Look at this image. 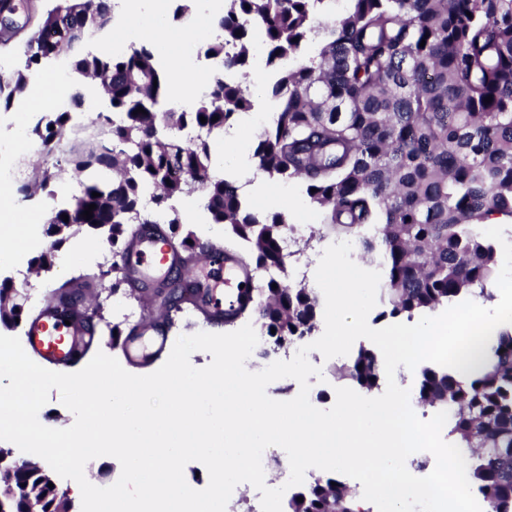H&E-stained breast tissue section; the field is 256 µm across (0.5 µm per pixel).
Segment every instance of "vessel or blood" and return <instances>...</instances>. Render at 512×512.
Instances as JSON below:
<instances>
[{
    "mask_svg": "<svg viewBox=\"0 0 512 512\" xmlns=\"http://www.w3.org/2000/svg\"><path fill=\"white\" fill-rule=\"evenodd\" d=\"M199 260L224 269L235 282L236 289L220 298L213 289L196 282L186 289L185 302L209 322H223L232 316L240 303L251 300L253 273L242 268L230 254L204 252ZM120 263L125 278L145 288L164 280L178 261L162 228L156 224H144L138 227ZM85 320L86 315L78 306L53 296L47 298L36 318L26 327L28 352L58 370H66L90 343ZM145 337L150 340L149 346H140V339ZM169 345L170 336L164 321L146 316L140 320L131 338L125 341L124 350L128 361L145 363L168 350Z\"/></svg>",
    "mask_w": 512,
    "mask_h": 512,
    "instance_id": "b4317fda",
    "label": "vessel or blood"
}]
</instances>
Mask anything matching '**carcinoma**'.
Masks as SVG:
<instances>
[{"label": "carcinoma", "instance_id": "cac0c4a2", "mask_svg": "<svg viewBox=\"0 0 512 512\" xmlns=\"http://www.w3.org/2000/svg\"><path fill=\"white\" fill-rule=\"evenodd\" d=\"M331 2L224 0L215 20L222 35L205 50L222 71L184 106L167 101V75L151 44L109 57L89 50L112 30L111 0H51L36 21L32 0H0V47L20 38L25 46L24 66L0 75V110L22 98L47 66L70 78L67 105L27 127L44 164L26 170L17 193L26 201L70 171L89 173L69 206L49 212L53 242L33 265L53 267L74 227L106 229L112 245L127 246L134 225L161 216L174 234L182 226L175 202L196 196L227 238L202 245L186 232L183 265L206 246L234 254L246 268L285 270V215L269 218L249 207L233 178L215 174L210 153L211 136L253 108L249 86L224 80L223 71L249 67L250 36L258 30L265 64L276 73L271 96L278 106L254 158L271 179L304 180L322 223L379 255L383 315L411 320L465 292L490 298L500 253L483 234L485 221L512 218V0H347L338 16L328 13ZM318 12L324 20L315 25ZM313 43L318 52L305 55ZM90 94L108 100L112 123L103 138L77 135L59 151L74 126L72 112ZM139 108L144 112L133 114ZM90 204L96 208L87 220ZM93 282L66 280L59 291L72 297ZM257 292L229 322L254 318L275 330L274 343L288 346L317 330L314 289L272 277ZM11 299V286L0 283L5 324L21 316L17 305L4 307ZM483 359L484 368L467 379L454 369L425 370L418 398L447 412L448 436L469 450L467 478L486 512H512V331L499 332ZM346 375L376 388L377 354L360 348ZM48 484L36 468L14 474L15 489L36 490L53 507ZM288 509L359 512L355 494L331 478L315 479Z\"/></svg>", "mask_w": 512, "mask_h": 512}]
</instances>
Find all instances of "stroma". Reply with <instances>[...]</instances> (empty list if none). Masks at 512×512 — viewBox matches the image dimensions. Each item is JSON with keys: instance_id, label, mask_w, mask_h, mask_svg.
Here are the masks:
<instances>
[{"instance_id": "1", "label": "stroma", "mask_w": 512, "mask_h": 512, "mask_svg": "<svg viewBox=\"0 0 512 512\" xmlns=\"http://www.w3.org/2000/svg\"><path fill=\"white\" fill-rule=\"evenodd\" d=\"M126 26L135 42L149 41L153 44L155 56L160 66H168L169 54H176L185 62L190 72L205 69L214 72L215 65L212 60L206 59L204 49L211 40V33L207 24H200L197 32L187 41L181 42L175 51L164 49L160 39L154 37L155 23L146 16H130L124 18ZM13 218L15 223L21 224L22 230L17 242L19 261L10 267L0 268V282L5 281L25 295V315H32L39 308L38 302L30 300L31 289L47 287L54 289L63 281L82 276V269L64 270L61 266H54L51 271H36L32 259L37 256L48 244L45 218L41 215L25 214L23 204L17 192H10L5 200H0V216ZM290 223L307 225L308 231L304 236L298 237L292 244V257L286 261V270L279 274L278 279L285 285H296L298 282L312 283L313 267L324 250L335 243L336 235L320 222L317 207L305 200L300 208L289 210L287 213ZM87 298L103 297L104 309L100 319L94 320L91 328L95 340L91 345L92 351L104 352L116 359L122 360L124 369H131V362L125 361L120 345L114 344L112 333H128L135 325L137 317L143 316L145 311L160 313L163 291L154 292L149 304H142L139 297L134 296L128 285L113 287L111 279H104L101 291H87ZM344 357L338 356L330 359H320L322 380L312 381L309 400L316 408L326 410L335 402V390L339 387L350 386L349 378L343 377L339 368L344 364Z\"/></svg>"}]
</instances>
